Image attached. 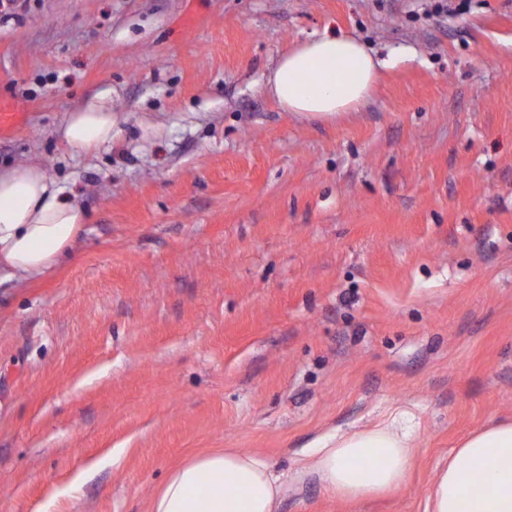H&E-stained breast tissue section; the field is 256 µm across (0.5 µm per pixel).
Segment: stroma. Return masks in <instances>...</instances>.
Wrapping results in <instances>:
<instances>
[{
	"label": "stroma",
	"mask_w": 512,
	"mask_h": 512,
	"mask_svg": "<svg viewBox=\"0 0 512 512\" xmlns=\"http://www.w3.org/2000/svg\"><path fill=\"white\" fill-rule=\"evenodd\" d=\"M0 0V95L88 215L47 280L0 281V512H147L206 448L291 473L394 406L397 494L280 512H423L438 465L512 418V0ZM388 66L358 112L282 111L279 55L325 31ZM92 102L112 144L57 136Z\"/></svg>",
	"instance_id": "obj_1"
}]
</instances>
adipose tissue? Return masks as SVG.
Returning a JSON list of instances; mask_svg holds the SVG:
<instances>
[{
    "instance_id": "ef3b65f1",
    "label": "adipose tissue",
    "mask_w": 512,
    "mask_h": 512,
    "mask_svg": "<svg viewBox=\"0 0 512 512\" xmlns=\"http://www.w3.org/2000/svg\"><path fill=\"white\" fill-rule=\"evenodd\" d=\"M384 63L356 38L333 33L282 55L264 90L287 112L337 116L372 96ZM70 149L90 153L112 142V109L91 104L58 130ZM88 220L37 164L0 166V272L20 284L49 277L70 259ZM411 413L386 412L375 423L315 441L293 479L314 476L332 498L356 502L407 484L417 454ZM288 481L263 456L236 448L193 455L175 467L149 512H280ZM424 512H512V420L471 433L441 464Z\"/></svg>"
}]
</instances>
